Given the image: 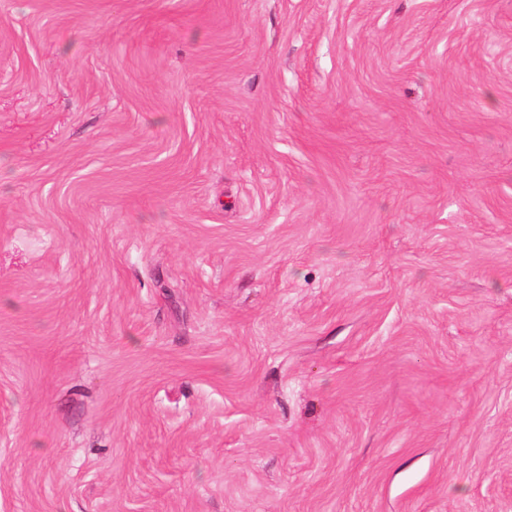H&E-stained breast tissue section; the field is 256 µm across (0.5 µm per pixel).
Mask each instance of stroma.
I'll return each instance as SVG.
<instances>
[{
    "label": "stroma",
    "mask_w": 512,
    "mask_h": 512,
    "mask_svg": "<svg viewBox=\"0 0 512 512\" xmlns=\"http://www.w3.org/2000/svg\"><path fill=\"white\" fill-rule=\"evenodd\" d=\"M0 512H512V0H0Z\"/></svg>",
    "instance_id": "obj_1"
}]
</instances>
